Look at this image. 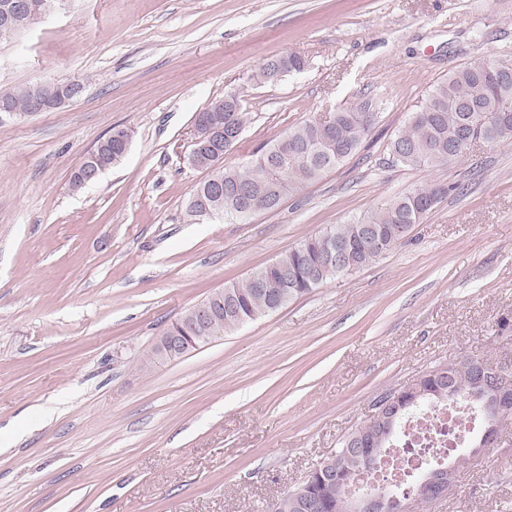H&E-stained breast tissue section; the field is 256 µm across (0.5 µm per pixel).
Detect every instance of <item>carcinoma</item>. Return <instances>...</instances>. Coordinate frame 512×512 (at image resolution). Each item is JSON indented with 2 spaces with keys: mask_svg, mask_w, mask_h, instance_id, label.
I'll use <instances>...</instances> for the list:
<instances>
[{
  "mask_svg": "<svg viewBox=\"0 0 512 512\" xmlns=\"http://www.w3.org/2000/svg\"><path fill=\"white\" fill-rule=\"evenodd\" d=\"M308 65L306 59L291 55L265 62L253 75L260 84L269 83L276 68L291 73ZM57 96L51 81L0 90V101L8 102L28 115ZM512 73L498 72L493 62L477 58L458 65L448 76L433 85L425 101L411 113L406 127L387 143L393 165L444 168L449 161H460L464 132L490 144L512 140ZM379 113L368 100L351 102L332 113L325 121L308 120L288 129L259 150L245 165L214 166L210 153L202 154L198 168L207 177L193 190V195L213 210L223 212L224 219L246 223L255 216L240 208L236 190L250 192L263 211H272L286 197L320 180L326 173L352 158L378 123ZM116 138H106L90 154L94 163L110 168L121 161ZM224 185L222 195L210 192V180ZM459 188L456 183L433 182L382 203L367 214L347 224L333 225L289 248L275 261L255 269L243 281L224 288V316L210 326L196 327L177 319L176 327L185 335L210 333L229 335L240 326L272 312L282 282L288 283L287 294L278 308L304 296L329 280L348 275L376 261L383 252L371 246L378 237L392 249L413 225L432 212L448 195ZM471 356L463 355L448 366V374L424 383L426 394L416 401H401V411L386 422L367 419L349 432L336 450V462L353 473H367L383 455L396 454L404 418L413 411L425 413L448 404H462L471 413L484 417L489 412L482 401L468 402L463 396L472 386ZM310 492L318 495L329 508L340 512L345 486L325 483L313 477Z\"/></svg>",
  "mask_w": 512,
  "mask_h": 512,
  "instance_id": "obj_1",
  "label": "carcinoma"
}]
</instances>
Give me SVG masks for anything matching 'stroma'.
<instances>
[{"mask_svg":"<svg viewBox=\"0 0 512 512\" xmlns=\"http://www.w3.org/2000/svg\"><path fill=\"white\" fill-rule=\"evenodd\" d=\"M295 53L275 84L253 72ZM512 64V0H65L0 44V88L83 94L0 120V512H269L383 394L438 362L512 352V143L445 168L384 148L461 63ZM238 91L228 165L354 100L351 160L249 223L196 220L195 112ZM127 155L72 190L113 130ZM461 184L401 244L181 359L186 309L288 248L421 185ZM415 512H512V438L457 456Z\"/></svg>","mask_w":512,"mask_h":512,"instance_id":"1","label":"stroma"}]
</instances>
